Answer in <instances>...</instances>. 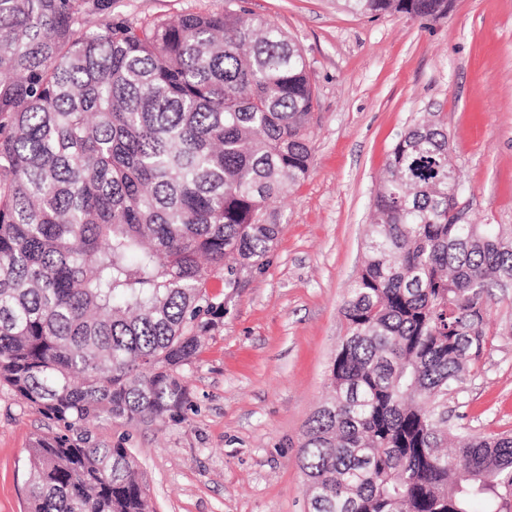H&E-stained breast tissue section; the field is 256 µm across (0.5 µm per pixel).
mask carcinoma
<instances>
[{"mask_svg": "<svg viewBox=\"0 0 512 512\" xmlns=\"http://www.w3.org/2000/svg\"><path fill=\"white\" fill-rule=\"evenodd\" d=\"M339 2L448 15V0ZM111 9L0 0V385L52 423L28 448L27 512H150L131 449L94 423L186 421L181 372L266 264L270 204L311 165L315 90L288 34L242 6L140 24ZM450 170L433 112L373 192L329 397L299 445L310 512L512 499V434L443 452L448 392L487 348L494 289L512 288V229L463 221Z\"/></svg>", "mask_w": 512, "mask_h": 512, "instance_id": "cac0c4a2", "label": "carcinoma"}]
</instances>
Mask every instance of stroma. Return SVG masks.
Instances as JSON below:
<instances>
[{"label": "stroma", "instance_id": "stroma-1", "mask_svg": "<svg viewBox=\"0 0 512 512\" xmlns=\"http://www.w3.org/2000/svg\"><path fill=\"white\" fill-rule=\"evenodd\" d=\"M225 0H112L113 16L220 12ZM302 48L317 105L308 175L278 200L282 226L263 271L245 274L220 328L185 376L182 423L103 424L132 448L155 512H308L298 459L327 395L346 328L342 306L364 262L376 184L413 120L448 124L467 222L512 225V0H456L420 23L335 0H244ZM491 343L448 394L450 427L512 430V294L492 307ZM47 421L0 387V512H26L24 467Z\"/></svg>", "mask_w": 512, "mask_h": 512}]
</instances>
